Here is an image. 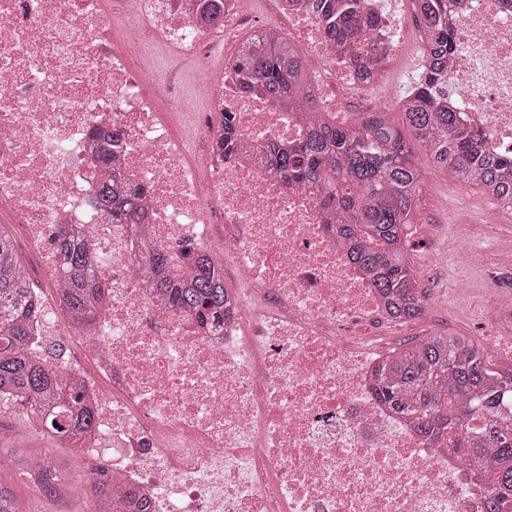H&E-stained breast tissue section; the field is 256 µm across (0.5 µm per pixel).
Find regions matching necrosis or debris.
I'll list each match as a JSON object with an SVG mask.
<instances>
[{"instance_id":"necrosis-or-debris-1","label":"necrosis or debris","mask_w":512,"mask_h":512,"mask_svg":"<svg viewBox=\"0 0 512 512\" xmlns=\"http://www.w3.org/2000/svg\"><path fill=\"white\" fill-rule=\"evenodd\" d=\"M268 3L326 111L350 119V98L366 91L369 110L390 108L301 0ZM444 5L457 116L485 155L511 162L512 0ZM414 15L413 0H390L376 75L418 62ZM258 31L246 0H0V218L22 226L39 261L61 225H85L102 291L92 323L75 325L45 269L32 322L36 355L60 343L57 363L94 413L81 453L151 512H490L493 474L462 453L483 416L437 438L375 394L396 321L331 211L273 169L268 148L306 129L238 86L231 64ZM217 48L225 68L196 84L208 109L184 136L167 117L181 109L178 65L206 67ZM112 128L124 136L107 170L94 151ZM109 173L142 186L143 223L100 206ZM454 227L461 264H512V246L475 247L465 213ZM151 246L223 268L221 330L169 306L142 266Z\"/></svg>"}]
</instances>
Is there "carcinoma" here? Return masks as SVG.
Wrapping results in <instances>:
<instances>
[{"label": "carcinoma", "instance_id": "obj_1", "mask_svg": "<svg viewBox=\"0 0 512 512\" xmlns=\"http://www.w3.org/2000/svg\"><path fill=\"white\" fill-rule=\"evenodd\" d=\"M320 13L325 35L336 50L372 78L376 47L371 25L359 12V0H306ZM424 46L413 86L400 98L398 111L413 139L429 151L434 165L463 188L477 187L505 205L512 203V164L482 155L474 133L448 108V59L452 30L440 0H417ZM243 88L261 89L274 103L288 102L307 124L292 151L274 152V169L286 179L315 189L320 203L336 212L339 232L352 260L384 298L391 315L417 320L426 295L415 273L411 228L419 218L424 178L412 147L388 111L361 112L345 125L325 115L311 92L308 69L288 40L275 30L245 39L234 64ZM142 188L117 180L102 187L98 202L112 218L140 224ZM81 224L59 231L54 264L64 275L61 296L69 317L88 324L99 309L94 270ZM193 264L187 276H162L157 288L177 307L194 311L205 324L224 320V275L208 258L163 248L147 252L144 268L164 273ZM38 309L28 270L12 234L0 225V405L16 402L58 444L79 443L93 422L79 385L44 359L28 352L31 318ZM377 397L410 419L426 435L461 425L473 414H492L500 399L512 397V362L494 363L483 345L469 336L433 330L387 355L376 373ZM470 445L492 455L494 483L512 488V415L489 428L483 441ZM28 461L13 448H0V512H16L17 494L10 474L26 472ZM56 481L40 484L39 495L55 499L80 485L58 460ZM105 498L110 512H148L147 505L124 489L100 481L88 499Z\"/></svg>", "mask_w": 512, "mask_h": 512}]
</instances>
